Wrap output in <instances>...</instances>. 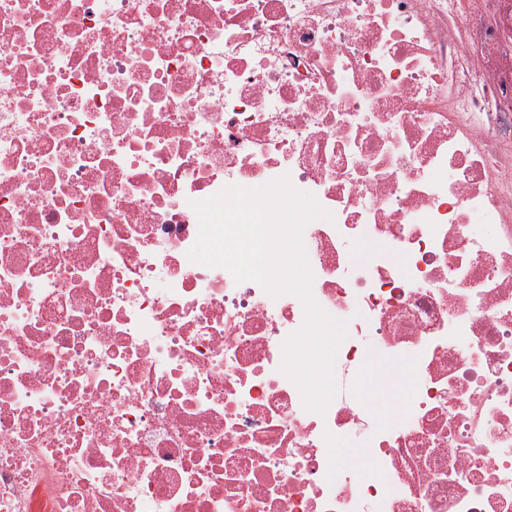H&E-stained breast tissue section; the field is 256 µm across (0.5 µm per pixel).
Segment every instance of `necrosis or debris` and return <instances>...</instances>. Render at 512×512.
<instances>
[{"label": "necrosis or debris", "instance_id": "1", "mask_svg": "<svg viewBox=\"0 0 512 512\" xmlns=\"http://www.w3.org/2000/svg\"><path fill=\"white\" fill-rule=\"evenodd\" d=\"M495 165L512 0H0V512H512ZM284 175L333 215L322 415L301 301L188 257L193 202Z\"/></svg>", "mask_w": 512, "mask_h": 512}]
</instances>
